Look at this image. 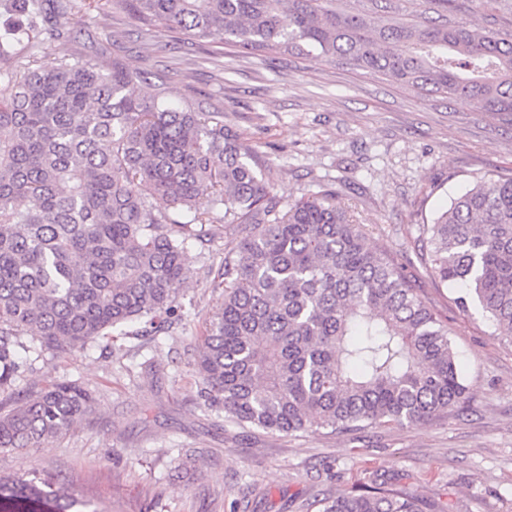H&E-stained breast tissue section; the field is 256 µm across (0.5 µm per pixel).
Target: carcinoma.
I'll list each match as a JSON object with an SVG mask.
<instances>
[{"label": "carcinoma", "mask_w": 512, "mask_h": 512, "mask_svg": "<svg viewBox=\"0 0 512 512\" xmlns=\"http://www.w3.org/2000/svg\"><path fill=\"white\" fill-rule=\"evenodd\" d=\"M341 0H115L139 23L222 46L344 61L405 85L512 115V34L377 17ZM69 0H18L30 19L0 39L15 86L0 99V392L26 355L158 332L177 312L188 241L232 227L195 358L204 403L224 419L292 436L417 425L467 386L448 326L402 269L369 246L326 190L282 203L224 114L140 96L134 73L48 59ZM439 282L512 339V177L481 179L422 225ZM30 337V343L21 337ZM0 407V450L39 448L93 411L90 392L53 381ZM70 500L53 476H0V497ZM320 512H421L397 482L319 500Z\"/></svg>", "instance_id": "1"}]
</instances>
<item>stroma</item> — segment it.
I'll list each match as a JSON object with an SVG mask.
<instances>
[{
	"label": "stroma",
	"mask_w": 512,
	"mask_h": 512,
	"mask_svg": "<svg viewBox=\"0 0 512 512\" xmlns=\"http://www.w3.org/2000/svg\"><path fill=\"white\" fill-rule=\"evenodd\" d=\"M378 16L426 13L512 32V0H362ZM50 58L141 73L137 89L175 106L224 115L253 149L251 164L281 200L335 194L372 246L413 281L449 337L467 393L447 417L344 435L294 436L240 427L208 410L194 371L208 317L221 307L213 280L228 229L189 241V278L165 329L125 327L109 344L59 358L29 357L14 389L48 382L89 390L95 409L66 438L0 453V475L52 473L95 512H319L324 494L403 478L423 512H512V340L440 285L420 228L480 178L512 177V124L350 65L283 53L272 62L232 46L158 28L106 7L47 42Z\"/></svg>",
	"instance_id": "stroma-1"
}]
</instances>
